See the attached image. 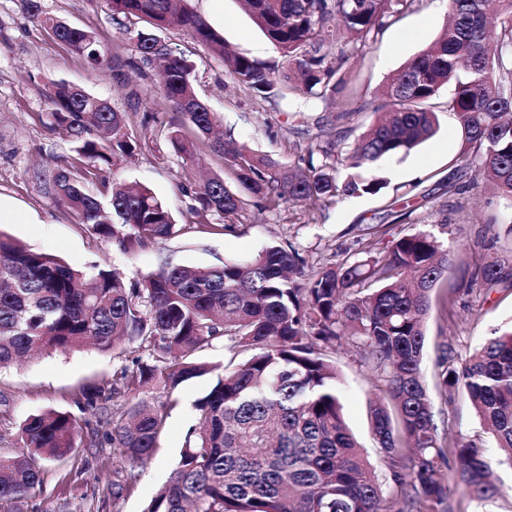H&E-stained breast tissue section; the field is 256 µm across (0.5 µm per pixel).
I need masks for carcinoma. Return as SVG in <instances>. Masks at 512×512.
Returning <instances> with one entry per match:
<instances>
[{
	"mask_svg": "<svg viewBox=\"0 0 512 512\" xmlns=\"http://www.w3.org/2000/svg\"><path fill=\"white\" fill-rule=\"evenodd\" d=\"M177 2L112 0L113 20L146 24L136 34L140 63L163 75L164 96L197 132L195 141L172 132L174 150L192 161L208 147L234 172V190L219 177L198 187L195 215H234L246 197L264 210L283 201L380 194L387 181L371 169L436 134L440 91L450 82L455 92L446 110L462 132L458 161L512 201V0H448L442 36L382 88V118L341 157L325 150L320 165L311 160L292 169L210 141L217 115L198 97L192 65L161 33L173 26L187 32L255 96L304 104L340 96L346 109L339 118L346 119L357 109L341 69L417 0H242L283 58L276 74L227 52L204 18ZM26 7L90 65L123 75L126 62L117 53L107 60L93 32L42 15L38 0ZM50 102L54 126L89 163L41 176L47 191L79 223L129 253L177 236L172 214L147 187L101 177L137 151L124 113L64 82ZM339 165L353 170L342 181ZM96 183L101 189H88ZM362 253L367 258L308 272L296 249L272 244L246 265L173 267L129 283L107 266L76 269L0 233V368L32 352L86 344L114 352L137 340L151 361L120 369L112 386L134 395L148 385L173 391L215 370L194 354L224 338L223 372L195 404L197 422L180 459L144 512H437L455 492L441 479L444 468L457 473L458 489L481 508L512 490L492 470H512V327L493 329L462 364L442 342L435 372L437 394L463 389L493 446L507 456L494 459L474 441L443 445L422 362L431 293L453 265L454 250L425 229L395 239L378 257L368 240ZM481 277L490 287H512L498 264L484 266ZM344 340L375 373L380 391L371 407L378 470L343 419L340 376L328 351ZM103 396V388H89L81 410L112 425L105 436L128 467L115 471L109 487L120 501L134 490L136 468L157 451L165 406L110 412ZM80 430L74 414L54 409L21 424V448L0 455V512H28L45 464L74 455Z\"/></svg>",
	"mask_w": 512,
	"mask_h": 512,
	"instance_id": "1",
	"label": "carcinoma"
}]
</instances>
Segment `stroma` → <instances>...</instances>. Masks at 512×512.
Instances as JSON below:
<instances>
[{"label":"stroma","mask_w":512,"mask_h":512,"mask_svg":"<svg viewBox=\"0 0 512 512\" xmlns=\"http://www.w3.org/2000/svg\"><path fill=\"white\" fill-rule=\"evenodd\" d=\"M44 13L66 23L96 32L105 56L129 59L122 79L108 67L89 63L59 42L52 31L34 23L24 0H0V200L14 212L0 232L37 251L63 258L85 268L102 264L135 281L142 274L166 265L218 266L227 261L253 259L272 241L292 245L316 269L356 253L365 228L381 226L377 251L392 241L425 228L435 221V209L448 218V238L458 260L446 281L432 293L426 323V379L434 377L437 346L448 342L458 360H465L491 329L512 324V288L484 292L475 279L484 265L494 262L512 269V206L494 197L490 188L475 184V173L459 168L462 133L448 113H441L434 137L410 154L384 158L379 176L388 186L383 195L347 197L323 207L307 202H285L261 211L248 205L238 215H214L201 220L191 212L193 191L202 177L215 175L225 183L233 176L224 157L202 151L196 162L184 160L173 149V130L193 134L164 98L158 75L139 67L134 36L113 21L112 0H40ZM231 50L271 68L281 65V55L253 23L240 0H186ZM447 18L446 0H418L399 21L386 26L345 65L344 71L361 96L362 110L353 119L340 121L341 104L316 102L304 108L273 96L261 99L239 88L223 60L185 32L171 28L164 38L176 53L194 66L198 96L217 112L224 132L237 146L272 157L294 167L302 158L321 160V147L347 150L377 117V93L412 56L431 45ZM65 82L92 96L107 100L126 115V130L144 147L110 171L112 180L149 187L172 213L183 235L148 245L137 254L124 253L117 242L104 240L44 189L39 173L74 164L76 144L53 129L48 94L53 84ZM462 188L449 195V182ZM230 230H223V222ZM142 351L127 345L122 354L102 353L91 347L68 352H44L0 371V454L18 451V429L31 414L55 409L77 414L83 435L106 432L105 424L81 412L83 391L93 385L110 388L111 408H125L135 400L167 403V417L159 448L151 462L140 469L136 488L125 500L115 502L106 493L119 454L102 442L94 457L77 451L70 458L47 463L43 488L30 512H142L167 481L189 428L195 424V403L215 382L214 376L191 379L173 392L147 389L139 396L112 390L116 370L131 365ZM341 377L344 420L363 445L370 461L379 450L370 433L369 407L376 396L369 367L351 345L334 356ZM435 423L440 439L465 437L483 446L491 441L463 391L450 392L435 402Z\"/></svg>","instance_id":"obj_1"}]
</instances>
